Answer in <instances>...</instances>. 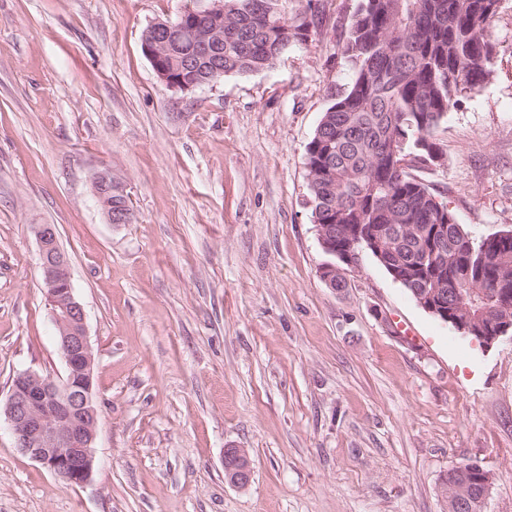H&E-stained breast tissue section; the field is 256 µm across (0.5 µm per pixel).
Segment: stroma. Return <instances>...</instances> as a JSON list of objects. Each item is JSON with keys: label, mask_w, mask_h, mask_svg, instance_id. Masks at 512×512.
<instances>
[{"label": "stroma", "mask_w": 512, "mask_h": 512, "mask_svg": "<svg viewBox=\"0 0 512 512\" xmlns=\"http://www.w3.org/2000/svg\"><path fill=\"white\" fill-rule=\"evenodd\" d=\"M193 0H0V406L66 366L34 227L56 225L95 353L91 480L23 455L0 417V512H448L450 468L512 512V341L441 324L371 256L329 287L305 148L350 72L357 0L273 68L189 92L142 52ZM490 80L417 169L476 239L512 227V0L487 28ZM110 170L132 213L108 223ZM243 448L251 482L224 452ZM95 195L102 206L109 223L128 224L131 221V213L120 205L113 204L110 198L112 191L124 195L123 190L112 181V173L108 170L96 175L93 182ZM224 469L231 483L238 486L247 485L253 475L251 460L247 450L243 448L226 449Z\"/></svg>", "instance_id": "obj_1"}]
</instances>
